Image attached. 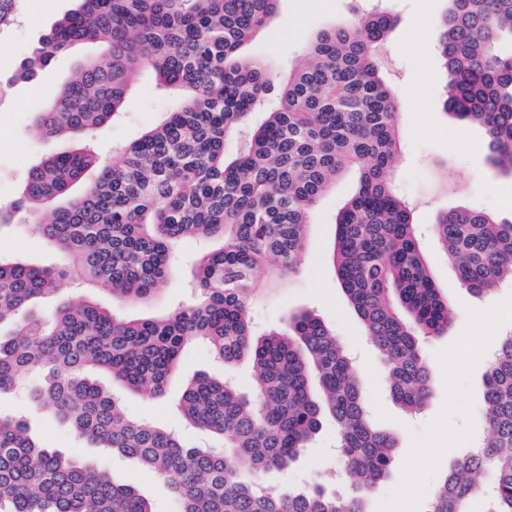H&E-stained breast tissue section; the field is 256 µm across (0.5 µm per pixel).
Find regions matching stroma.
I'll return each instance as SVG.
<instances>
[{
    "label": "stroma",
    "instance_id": "obj_1",
    "mask_svg": "<svg viewBox=\"0 0 512 512\" xmlns=\"http://www.w3.org/2000/svg\"><path fill=\"white\" fill-rule=\"evenodd\" d=\"M75 5L76 0H20L14 22L0 30V84L12 87L8 99L0 102L2 202L20 196L33 164L72 146L68 138L34 135V118L86 58L99 54V47L76 46L59 54L32 81L16 79L15 74L20 62L40 46L44 34ZM443 7L444 0H280L274 25L248 48L250 55L271 70L285 74L300 67L311 37L325 27L349 21L359 11H386L398 19L380 54L398 102L401 150L391 182L394 191L414 205L412 221L421 249L437 287L455 311L448 333L425 339L421 345L432 385L426 407L409 416L392 399L383 362L364 335L330 262L336 216L355 191V172L345 173L314 207L299 272L266 283L249 300L250 317L260 329L284 326L297 310L313 311L354 357L371 402L373 424L397 441L395 466L372 494L370 512H422L458 454L457 448L449 446V439L456 435L466 436L472 443L484 439L485 356L496 349L499 336L512 332V283H503L486 295L467 291L433 235L437 213L458 206L500 218L512 216V177L498 174L488 165L482 129L461 127L441 107L445 84L437 51L438 32L426 18L440 16ZM178 101L176 94L157 87L152 71H143L129 107L106 128L90 133L86 144L107 164L119 163L121 147L158 124ZM213 247V242L202 238L185 239L175 245L166 287L147 300L117 302L109 293L91 287L81 288L80 296L127 319L167 314L194 301V262ZM1 255L35 266H60L65 262L55 245L38 234L35 216L25 212L17 213L9 226L0 229ZM493 307L503 312L495 321L488 318ZM202 372L217 378L233 375L243 393L252 391L249 361L225 367L211 358L205 346L192 344L185 348L162 395L120 390L125 412L161 429L176 431L191 445L208 446V439L183 420L178 407L187 384ZM36 379V374H29L26 381L0 393V413L28 417L44 447L61 451L76 447L74 434L58 423L52 412L33 410L28 389ZM335 443V423L323 421L301 458L288 469L266 473L264 485L302 488L317 481L328 489H337ZM80 460L137 487L154 512H174L175 504L163 480L144 469L138 460L101 448L84 449Z\"/></svg>",
    "mask_w": 512,
    "mask_h": 512
}]
</instances>
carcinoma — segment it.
<instances>
[{"label": "carcinoma", "instance_id": "cac0c4a2", "mask_svg": "<svg viewBox=\"0 0 512 512\" xmlns=\"http://www.w3.org/2000/svg\"><path fill=\"white\" fill-rule=\"evenodd\" d=\"M17 2L0 0V29L14 21ZM277 4L80 0L18 74L31 81L62 51L103 46L36 116L42 137L80 138L105 127L146 69L182 92L158 126L123 147L120 164L78 147L31 167L21 197L0 202L1 224L29 209L67 258L60 267L0 258V392L48 368L32 403L51 407L82 447L137 458L166 482L179 512H369L368 494L395 465L394 437L373 427L351 358L319 316L300 311L258 333L248 312L261 276L299 270L310 212L344 172L357 171L358 186L336 218L330 260L385 363L392 398L409 412L431 395L420 342L446 333L454 318L419 248L412 210L388 179L400 149L397 105L376 53L396 18L365 13L318 32L304 64L282 77L243 52ZM505 41L512 43V0H448L438 39L443 110L464 127L481 126L490 167L512 176ZM241 132L244 147L226 152V137ZM80 183L84 190L69 195ZM434 231L468 291L487 294L512 281V220L458 207L439 213ZM193 237L218 247L195 263L199 296L191 305L127 320L84 300L62 301L46 317L28 311L77 281L117 301L146 300L169 279L171 245ZM196 340L226 366L242 359L253 366L249 397L204 374L182 394L186 421L224 439L222 448L185 446L127 416L95 379L106 372L129 391L160 395ZM484 405L485 444L458 455L423 512H470L483 494L486 512H512V333L488 361ZM326 417L336 423L354 490L262 487L267 471L298 460ZM78 453L45 448L26 420L0 414V512H153L135 487L81 463Z\"/></svg>", "mask_w": 512, "mask_h": 512}]
</instances>
